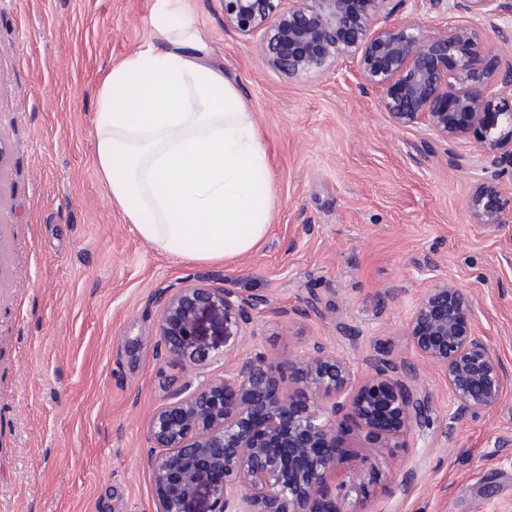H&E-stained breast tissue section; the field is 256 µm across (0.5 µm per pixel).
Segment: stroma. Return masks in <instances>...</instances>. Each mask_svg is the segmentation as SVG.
Instances as JSON below:
<instances>
[{"instance_id":"35a3bbf8","label":"stroma","mask_w":512,"mask_h":512,"mask_svg":"<svg viewBox=\"0 0 512 512\" xmlns=\"http://www.w3.org/2000/svg\"><path fill=\"white\" fill-rule=\"evenodd\" d=\"M155 0H0V512H154L143 450L155 408L224 372L161 356L159 289L204 283L265 296L255 318L272 360L313 344L359 374L380 358L415 365L437 419L374 436L353 418L338 455L383 453L352 512H512V223H470L480 169L422 128L394 127L353 64L319 79L269 70L224 25V0H182L253 112L276 201L253 252L197 262L144 243L95 164L106 73L153 38ZM433 261L436 270L424 269ZM469 296L509 383L498 406L460 419L408 322L433 276ZM416 478L403 494L394 479Z\"/></svg>"}]
</instances>
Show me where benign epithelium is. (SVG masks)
Returning a JSON list of instances; mask_svg holds the SVG:
<instances>
[{"instance_id":"7a95c632","label":"benign epithelium","mask_w":512,"mask_h":512,"mask_svg":"<svg viewBox=\"0 0 512 512\" xmlns=\"http://www.w3.org/2000/svg\"><path fill=\"white\" fill-rule=\"evenodd\" d=\"M409 0H224V25L270 70L317 79L349 60L362 85L378 94L390 122L424 127L450 146L479 133L482 175L466 209L474 224H508L501 184L512 181V0H420L446 21L426 30ZM476 14L481 28L459 19ZM496 44L486 46V31ZM160 354L196 368L213 356L203 336L207 311L224 317V375L180 389L157 407L144 457L155 486V512H192L207 494V512H346L325 498L336 478L338 415L352 406L368 428H426L435 413L414 369L382 359L359 386L350 361L320 344L276 363L238 344L257 336L254 318L266 297L233 288L186 284L160 289ZM415 350L441 370L453 398L444 434L469 414L494 408L508 385L498 357L477 333L467 294L437 278L408 325ZM292 385L283 387L279 371Z\"/></svg>"}]
</instances>
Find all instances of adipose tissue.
Listing matches in <instances>:
<instances>
[{
    "mask_svg": "<svg viewBox=\"0 0 512 512\" xmlns=\"http://www.w3.org/2000/svg\"><path fill=\"white\" fill-rule=\"evenodd\" d=\"M103 81L95 157L113 202L161 252L217 261L267 236L275 188L252 112L181 0Z\"/></svg>",
    "mask_w": 512,
    "mask_h": 512,
    "instance_id": "adipose-tissue-1",
    "label": "adipose tissue"
}]
</instances>
